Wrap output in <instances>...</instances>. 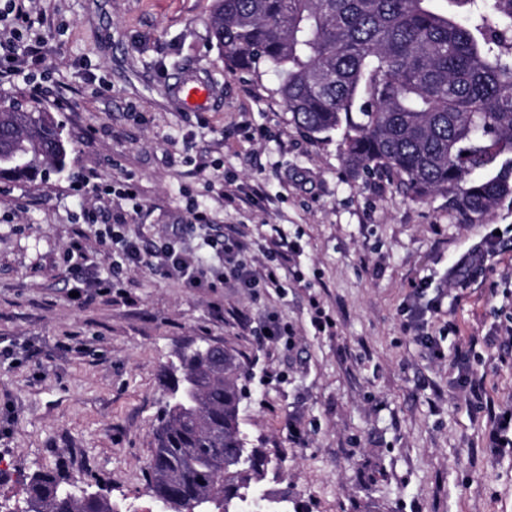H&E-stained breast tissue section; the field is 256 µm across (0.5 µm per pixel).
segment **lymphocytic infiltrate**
I'll return each mask as SVG.
<instances>
[{
	"mask_svg": "<svg viewBox=\"0 0 512 512\" xmlns=\"http://www.w3.org/2000/svg\"><path fill=\"white\" fill-rule=\"evenodd\" d=\"M96 234L100 242L112 251L111 269L107 278L79 280L75 290L81 294L92 287L101 290L118 287L126 269L141 265L181 279L192 287L217 289L231 279L244 288L277 290L281 288L283 275L288 272L298 251L295 244L279 241L276 248L268 252L265 262L254 266L244 261L247 245L239 237L229 234L214 237L208 239L207 244L215 249L227 269L210 274L194 253L176 247L174 241H166L147 252L125 234L123 225L105 224L97 229ZM469 362L466 352L458 353L456 365L462 385L476 400L485 419V445L494 454H512V405L504 406L488 397L483 378L471 370Z\"/></svg>",
	"mask_w": 512,
	"mask_h": 512,
	"instance_id": "obj_1",
	"label": "lymphocytic infiltrate"
}]
</instances>
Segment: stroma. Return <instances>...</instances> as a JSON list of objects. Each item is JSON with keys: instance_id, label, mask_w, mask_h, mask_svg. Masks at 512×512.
<instances>
[{"instance_id": "stroma-1", "label": "stroma", "mask_w": 512, "mask_h": 512, "mask_svg": "<svg viewBox=\"0 0 512 512\" xmlns=\"http://www.w3.org/2000/svg\"><path fill=\"white\" fill-rule=\"evenodd\" d=\"M44 75L0 82L63 122L65 174L0 187V501L22 504L33 473L50 470L103 491L125 512H154L147 479L168 367L199 344L223 346L247 375L246 445L271 464L258 492L288 512H512V455L482 449L484 424L454 359L479 343L471 368L495 401L512 404V199L466 223L437 195L350 176L342 134L296 127L266 66H225L211 36L214 0H26ZM207 81L210 111H184L167 86ZM107 85L108 93L94 95ZM113 186L108 204L77 201L76 175ZM254 192L226 205L224 193ZM208 207L212 234L235 231L254 260L280 232L299 248L282 292L190 288L144 267L120 287L72 297L78 279L106 276L97 224H122L152 249ZM97 214L84 223L82 209ZM88 261L62 256L77 233ZM493 241L479 278L451 273ZM432 286L414 297L416 283ZM440 308V359L401 330L404 304ZM331 325L319 331L318 314ZM276 321L290 341L260 340Z\"/></svg>"}]
</instances>
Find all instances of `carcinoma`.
Masks as SVG:
<instances>
[{"instance_id":"obj_1","label":"carcinoma","mask_w":512,"mask_h":512,"mask_svg":"<svg viewBox=\"0 0 512 512\" xmlns=\"http://www.w3.org/2000/svg\"><path fill=\"white\" fill-rule=\"evenodd\" d=\"M215 0L224 65L264 63L280 77L291 121L311 135L345 129L348 171L392 179L418 199L440 194L466 220L512 198V0ZM70 143L54 113L0 98V180L63 173ZM157 415L149 482L171 512H241L271 463L246 447L244 378L189 351ZM39 471L24 512H112L104 495L74 500Z\"/></svg>"}]
</instances>
